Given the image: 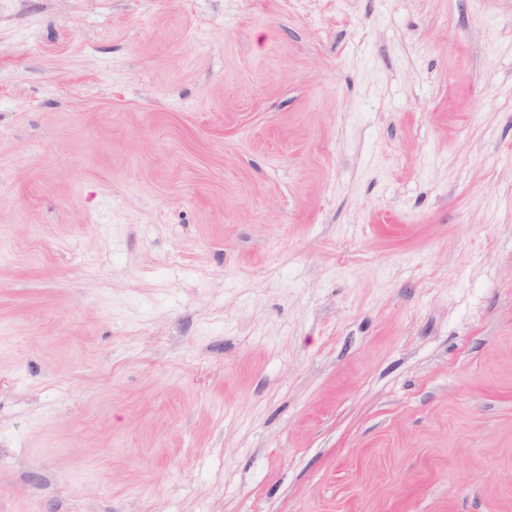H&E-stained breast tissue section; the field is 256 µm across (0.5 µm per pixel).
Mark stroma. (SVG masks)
<instances>
[{
  "instance_id": "35a3bbf8",
  "label": "stroma",
  "mask_w": 512,
  "mask_h": 512,
  "mask_svg": "<svg viewBox=\"0 0 512 512\" xmlns=\"http://www.w3.org/2000/svg\"><path fill=\"white\" fill-rule=\"evenodd\" d=\"M0 512H512V0H0Z\"/></svg>"
}]
</instances>
